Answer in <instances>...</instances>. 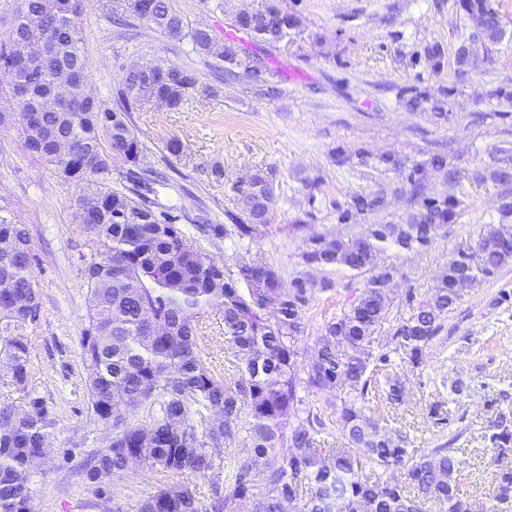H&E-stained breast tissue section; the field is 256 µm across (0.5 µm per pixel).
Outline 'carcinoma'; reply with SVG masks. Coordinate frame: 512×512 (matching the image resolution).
Returning a JSON list of instances; mask_svg holds the SVG:
<instances>
[{
  "label": "carcinoma",
  "mask_w": 512,
  "mask_h": 512,
  "mask_svg": "<svg viewBox=\"0 0 512 512\" xmlns=\"http://www.w3.org/2000/svg\"><path fill=\"white\" fill-rule=\"evenodd\" d=\"M482 0H459L470 24L482 22L481 37L495 43L503 36L500 15H481ZM108 21L115 26L139 23L167 38L189 39L206 57L207 66L224 76L260 86L254 72L259 60L237 45L206 29L191 28L173 0H108ZM83 0H21L15 20L0 41V69L9 71L4 111L18 114L17 130L25 149L65 176L82 181L108 175L112 156L128 166L122 178L126 189L102 184L79 199L87 211L83 224L95 247L85 261L88 288V325L81 347L86 387L96 421L109 431L106 445L90 453L88 478L97 483L123 479L136 460L142 467L168 477L191 474L209 479L224 468L227 479L211 482L204 502L197 486L185 481L166 483L143 498L138 512H235L237 501L250 499L253 512H290L296 501L300 512H421L422 501L439 504L442 512H496L494 505L463 499L456 484L457 458L445 447L413 457L388 436L380 413H368L369 391L390 404L403 399L404 384L392 371L387 352L373 347L374 327L385 317L400 270L379 266L377 253L431 246L448 234L458 216L454 196H425L422 183L428 171L450 177L448 157L433 153L414 163L405 176L409 211L397 224H372L359 237L331 238L314 233L298 264L320 271L318 279L298 272L284 280L274 267L248 258L252 244L266 226L274 203L267 173H248L243 185H232L235 210L226 212L231 223L212 224L207 212L198 217L204 231L226 239L234 248L232 263L223 264V282L214 284L199 256L186 254V234L164 212L154 210L155 185L163 173L148 165L141 142L128 124L130 112L163 101L178 111L187 104L199 82L198 70L156 63L126 71L113 107H108L88 85L87 56L82 38ZM234 29L264 44L276 43L298 28L300 18L270 3L263 9H240L232 17ZM31 40L47 44L52 58L25 62L19 46ZM68 64L80 77L69 98L52 112L39 113L36 123L51 128L74 147L60 158L30 145L27 112L17 101L18 85L28 80L47 87L58 66ZM459 75L479 64L473 54L455 53ZM413 110L429 107L436 121L448 120L445 102L417 92L407 101ZM490 176L502 185L511 169L509 160L492 157ZM385 208L384 195L364 193L338 209L341 224H354L364 214ZM499 220L480 233L473 251L459 250L443 267L438 283L413 314L397 324L393 351L407 356L412 367L422 363V352L444 330L462 290L498 277L512 263V201L498 206ZM9 232L19 243L17 253L0 256V300L11 306L0 312V363L10 368L11 384L27 389L31 343L9 336L13 323L34 320L41 308L34 279L36 254L26 225L0 218V234ZM347 278V304L321 329L304 376L294 369L298 336L304 332L306 309L318 292L333 291L337 275ZM206 307L219 309L224 320V343L236 358L235 376L215 378L201 348L200 317ZM344 385L348 401L336 410L344 433L343 445L322 446L319 436L326 423L321 410L298 397V388L322 390ZM146 416L137 420L141 412ZM247 415L242 420L241 415ZM11 421L0 434V512H34L29 487L34 457L49 437L54 421L38 398L19 409L0 405V418ZM491 435L488 463L496 469V485L488 499H512V420L502 416ZM224 449V464L215 451ZM357 448L369 463L387 471H402L396 482L376 470L365 472L352 456Z\"/></svg>",
  "instance_id": "obj_1"
}]
</instances>
